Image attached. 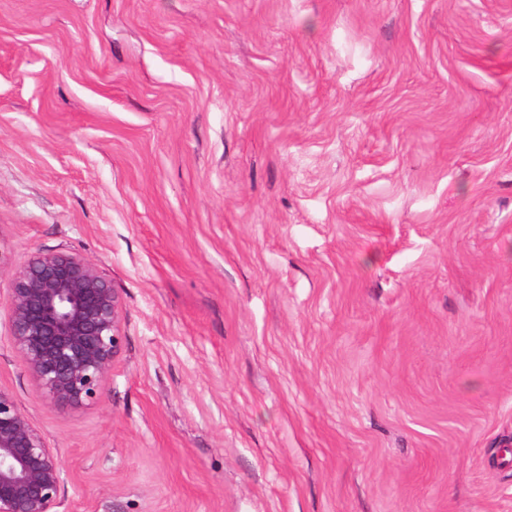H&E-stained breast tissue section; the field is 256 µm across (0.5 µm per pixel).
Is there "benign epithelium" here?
<instances>
[{"label": "benign epithelium", "mask_w": 512, "mask_h": 512, "mask_svg": "<svg viewBox=\"0 0 512 512\" xmlns=\"http://www.w3.org/2000/svg\"><path fill=\"white\" fill-rule=\"evenodd\" d=\"M8 340L44 397L97 399L120 353V292L86 257L37 252L9 274ZM67 470L14 396L0 389V512H54Z\"/></svg>", "instance_id": "obj_1"}]
</instances>
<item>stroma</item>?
Returning a JSON list of instances; mask_svg holds the SVG:
<instances>
[{
  "mask_svg": "<svg viewBox=\"0 0 512 512\" xmlns=\"http://www.w3.org/2000/svg\"><path fill=\"white\" fill-rule=\"evenodd\" d=\"M122 296L0 388L58 512H512V0H0V261ZM8 340L44 397L60 406L97 399L120 353V292L70 252H37L9 274Z\"/></svg>",
  "mask_w": 512,
  "mask_h": 512,
  "instance_id": "stroma-1",
  "label": "stroma"
}]
</instances>
